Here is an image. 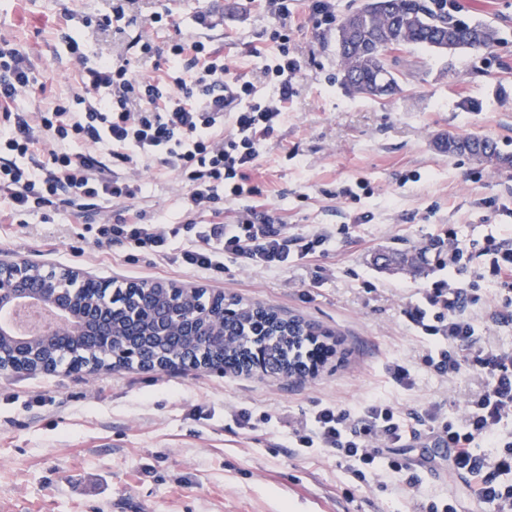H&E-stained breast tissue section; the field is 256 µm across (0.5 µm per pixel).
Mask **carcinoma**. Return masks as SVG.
Segmentation results:
<instances>
[{"instance_id": "1", "label": "carcinoma", "mask_w": 512, "mask_h": 512, "mask_svg": "<svg viewBox=\"0 0 512 512\" xmlns=\"http://www.w3.org/2000/svg\"><path fill=\"white\" fill-rule=\"evenodd\" d=\"M497 39V31L490 25L470 24L452 19L434 0H381L372 8L365 2L336 27V51L340 62L342 83L353 93L368 98L392 96L401 91L399 78L390 70L387 54L411 48L440 50L490 48ZM450 154L481 155L485 165L500 168L512 166V157L499 150L497 144L483 136H450L444 143ZM295 334L288 335V320L272 308H263L260 314L239 313L229 329L230 341L222 347L207 351L190 361L189 355L176 345L167 350L165 363L182 367L225 368L241 372L250 357L253 344L266 348L270 361L278 368L300 364L291 352L308 339V330L317 329L309 321L296 318ZM112 356L106 349L89 356L81 344L67 349L49 346L36 352L32 363L36 366L67 362L80 371L94 363L106 365Z\"/></svg>"}]
</instances>
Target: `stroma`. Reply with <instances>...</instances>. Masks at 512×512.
<instances>
[{
    "mask_svg": "<svg viewBox=\"0 0 512 512\" xmlns=\"http://www.w3.org/2000/svg\"><path fill=\"white\" fill-rule=\"evenodd\" d=\"M113 0H0V35L29 52L43 74L41 105L66 96L75 80L63 36L89 59L135 57L138 38L165 45L176 32H199L221 50L232 72L259 76L248 44L266 42L276 20L265 0H134L122 31L86 26L111 13ZM363 0H330L331 21L297 0L302 25L291 46L300 62L288 118L265 141L252 180L285 216L292 236L334 231L326 252L285 270L225 259L210 273L177 268L143 248L105 249L85 218L58 210L49 221L0 228V254L81 270L111 281L177 282L224 293L241 305L272 307L327 332L337 352L315 377L295 380L207 368L101 369L22 375L0 371V512H409L392 488L358 486L334 455H299L288 434L318 403L344 407L373 397L416 414L434 403L461 417L481 387L472 371L444 379L421 363L428 345L404 315L419 288L442 277L435 256H416L447 228L462 244L502 230L506 217L487 200L512 196V167L489 169L442 152L447 134H478L512 155V0H448V14L497 31L482 52L415 48L389 55L402 91L391 99L349 92L341 83L336 26ZM168 7L176 28H154ZM207 10L212 28L192 21ZM150 195L139 200L168 224L185 218L187 193L177 172L144 170ZM360 183L366 224H349L338 188ZM400 359L415 385L397 387L385 372ZM248 427L238 423L240 414Z\"/></svg>",
    "mask_w": 512,
    "mask_h": 512,
    "instance_id": "stroma-1",
    "label": "stroma"
}]
</instances>
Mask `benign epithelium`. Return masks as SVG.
<instances>
[{
    "instance_id": "1",
    "label": "benign epithelium",
    "mask_w": 512,
    "mask_h": 512,
    "mask_svg": "<svg viewBox=\"0 0 512 512\" xmlns=\"http://www.w3.org/2000/svg\"><path fill=\"white\" fill-rule=\"evenodd\" d=\"M81 276L73 269L37 267L24 259L0 260V311L21 303H36L53 309L59 323L30 336H16L0 326V343L5 342L12 358L0 361V371L32 374L28 354L62 337H97L93 349H113L120 341L117 356L121 363L144 371L162 369L160 362L144 360V350L137 336H151L168 344L181 336H194L198 341L215 343L224 338V321L242 310L233 301L223 302V315L214 317L209 311L190 306L196 288L177 283H136L134 287L154 297L153 305L141 317L121 325L113 320L112 299L82 300L68 291L72 279Z\"/></svg>"
}]
</instances>
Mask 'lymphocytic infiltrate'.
Masks as SVG:
<instances>
[{
	"mask_svg": "<svg viewBox=\"0 0 512 512\" xmlns=\"http://www.w3.org/2000/svg\"><path fill=\"white\" fill-rule=\"evenodd\" d=\"M278 25L269 38L275 57L264 58L261 75L276 92L260 94L254 78L231 73L218 49L200 35L208 23L194 18L198 33L170 40L165 48L143 42L137 59L103 57L89 62L79 42L66 37L78 82L68 98L31 111L22 99L40 83L25 52L0 37V223H21L58 204L79 216H96V243L153 250L182 267L221 271L228 258L263 270L287 268L295 259H314L333 238L321 229L290 238L282 217L252 182L264 142L295 94L292 78L300 64L290 48L295 23L293 0H272ZM153 62L156 73H141L137 62ZM176 171L188 188L184 226L190 245L169 251L176 231L164 221L145 223L144 212L113 204L145 198L148 184L136 174L154 162ZM238 202L237 220L224 221V204ZM446 276L433 281L410 303L405 315L426 336L422 364L453 378L469 367L483 386L471 395L462 417L426 408L414 427L390 402L372 398L343 408L319 404L309 421L293 430L297 453L321 448L335 455L359 484L389 481L399 498L419 512H461L453 493L423 497L421 465L404 448L429 435L448 450L451 469L462 480L474 512H512V352L485 340L488 325H512V237L487 235L474 242L485 262L470 280L459 279L465 258L455 229L442 240ZM495 284L500 296L487 308L478 285Z\"/></svg>",
	"mask_w": 512,
	"mask_h": 512,
	"instance_id": "1",
	"label": "lymphocytic infiltrate"
}]
</instances>
